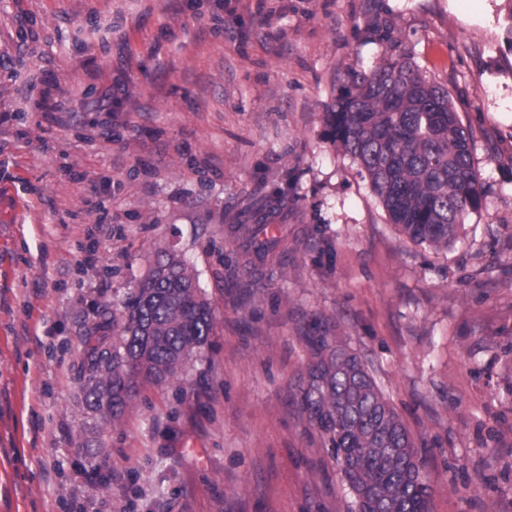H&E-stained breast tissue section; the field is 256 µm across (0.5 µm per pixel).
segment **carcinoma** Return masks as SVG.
Returning a JSON list of instances; mask_svg holds the SVG:
<instances>
[{
	"instance_id": "cac0c4a2",
	"label": "carcinoma",
	"mask_w": 512,
	"mask_h": 512,
	"mask_svg": "<svg viewBox=\"0 0 512 512\" xmlns=\"http://www.w3.org/2000/svg\"><path fill=\"white\" fill-rule=\"evenodd\" d=\"M332 140L358 160L391 223L414 242L440 248L459 239L461 224L479 209L482 188L470 138L448 91L420 75L408 58L384 59L354 72L324 113ZM244 225L254 253L270 241ZM83 339L80 379L90 404L120 421L136 381L181 379L185 364L208 343L214 321L194 270L161 252L148 279L121 307L101 306ZM310 362L297 386L302 411L317 426L358 512H431L432 486L413 438L361 356L328 324L305 337Z\"/></svg>"
}]
</instances>
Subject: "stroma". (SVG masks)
Segmentation results:
<instances>
[{"mask_svg": "<svg viewBox=\"0 0 512 512\" xmlns=\"http://www.w3.org/2000/svg\"><path fill=\"white\" fill-rule=\"evenodd\" d=\"M389 55L470 135L481 207L441 250L323 121ZM1 113L0 512H355L295 396L325 320L413 435L432 512H512V0H228L220 21L210 0H0ZM165 248L214 331L115 425L81 338Z\"/></svg>", "mask_w": 512, "mask_h": 512, "instance_id": "obj_1", "label": "stroma"}]
</instances>
